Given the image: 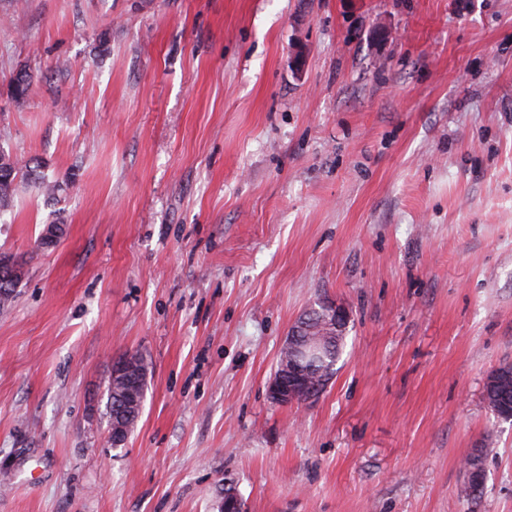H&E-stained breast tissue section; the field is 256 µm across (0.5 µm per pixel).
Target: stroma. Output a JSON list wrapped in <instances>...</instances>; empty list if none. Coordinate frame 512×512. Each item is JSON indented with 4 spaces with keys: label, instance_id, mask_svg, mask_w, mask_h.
I'll return each instance as SVG.
<instances>
[{
    "label": "stroma",
    "instance_id": "obj_1",
    "mask_svg": "<svg viewBox=\"0 0 512 512\" xmlns=\"http://www.w3.org/2000/svg\"><path fill=\"white\" fill-rule=\"evenodd\" d=\"M0 147V512H470L486 440L512 512V0H0ZM320 301L337 371L275 403ZM16 164L10 155L0 152V206L7 207L15 192ZM270 397L281 404L313 400L315 391L310 387L308 377L302 372L296 360L284 363L277 370L269 385ZM483 398L497 417L512 419V363L503 362L490 372L484 384ZM109 396L108 402L106 406V414L108 415V423H109V432L110 437L113 436V431H110L111 424L113 425L114 421V413L116 412V407L121 406L123 403L126 405V408L130 413H134L137 405H134L133 396L128 395V389L125 384L117 381L112 382V376L110 375L109 379ZM490 448H487V445H482L480 448H474L470 455L466 458L465 464L466 468L469 471H475L480 479L478 483V493L476 495H472L469 487L464 483V485L460 489V495L466 499L473 508H475L483 495L485 480H486V472L484 467V460L489 453Z\"/></svg>",
    "mask_w": 512,
    "mask_h": 512
}]
</instances>
